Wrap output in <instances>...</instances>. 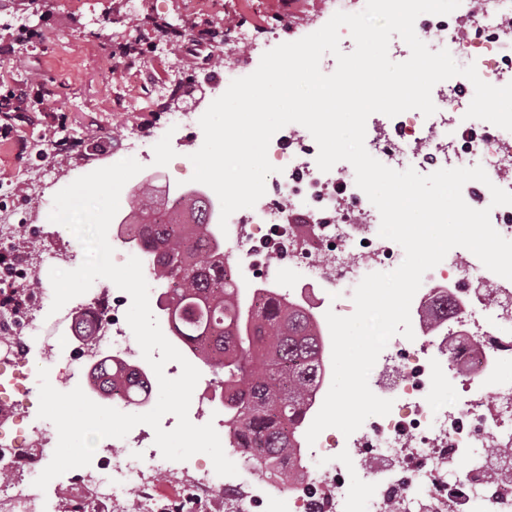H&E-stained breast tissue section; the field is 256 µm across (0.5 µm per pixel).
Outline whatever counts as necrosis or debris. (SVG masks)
<instances>
[{
    "instance_id": "necrosis-or-debris-1",
    "label": "necrosis or debris",
    "mask_w": 512,
    "mask_h": 512,
    "mask_svg": "<svg viewBox=\"0 0 512 512\" xmlns=\"http://www.w3.org/2000/svg\"><path fill=\"white\" fill-rule=\"evenodd\" d=\"M430 50H448L475 64L487 83L512 82V0H462L446 16L415 22ZM462 76L432 89V116L404 112L368 118L365 147L388 167L429 174L441 168L483 166L496 186L512 191L502 169L512 162V132L466 118L472 100ZM268 153L284 160L271 193L254 207L234 212L215 237L224 249V271L238 288H272L309 309L324 350L332 340L327 312H353V292L372 272H389L404 260L403 248L379 236L380 214L355 184L353 166L338 162L327 172L316 164L310 132L291 123L271 139ZM311 217L306 226L282 221L283 206ZM18 209L0 200V512H45V494L34 481L50 461L54 436L48 424H32L37 411L26 344L39 342L45 361L56 358L58 334L74 335L90 317L93 342H75L69 371H87L111 351L129 368L146 371L139 345L125 326L129 295L95 283L80 301L49 314L47 288H31L44 262L41 230L18 221ZM274 250L285 265L274 269L257 258ZM449 296L456 311L437 325L426 314ZM413 339L393 336L369 375L391 412L368 418L351 436L324 430L315 444H301V483L281 492L283 512H512V383L497 378L512 363V280L488 269L469 250L451 249L427 272L410 307ZM445 382L448 394L434 387ZM123 453L101 456L70 478L67 512H100L123 499L130 486L147 491L156 475L180 471L177 495L147 494L141 512H217L209 488L223 484L236 512H254L269 496L265 484L223 480L207 468L163 458L152 429H132ZM362 473L372 491L356 492L349 475Z\"/></svg>"
}]
</instances>
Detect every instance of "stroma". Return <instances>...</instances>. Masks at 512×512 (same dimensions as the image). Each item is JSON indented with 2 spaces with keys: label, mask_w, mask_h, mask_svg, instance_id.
Wrapping results in <instances>:
<instances>
[{
  "label": "stroma",
  "mask_w": 512,
  "mask_h": 512,
  "mask_svg": "<svg viewBox=\"0 0 512 512\" xmlns=\"http://www.w3.org/2000/svg\"><path fill=\"white\" fill-rule=\"evenodd\" d=\"M0 10L40 25L42 31L41 39L26 42L10 28L0 27V48L10 57L9 63L0 65V96H16L23 86L37 84L51 100L49 107L18 113L13 139H0V190L8 192L20 187L23 167L35 159L34 154L20 151V140L46 143L65 135L82 143V150L43 156L64 187L86 170L104 167L92 143L108 139L113 147H120L131 126L142 135H152L169 113L195 111L208 97L209 78L180 47L170 50L168 63L180 67L185 89L164 104L151 103L149 91L166 78L168 63L146 61L131 78L117 69L121 46L151 34L152 21L187 36L211 32L214 54L227 69L244 64L249 54L260 56L278 44L299 40L310 27L323 26L329 19L323 0H96L88 10L79 8L75 0H41L37 7L29 0H0ZM237 25L253 30V46L231 43L229 32ZM119 97L125 99V109H114L113 101ZM194 139V131H185L177 151L166 140H156L152 200H160L159 188L165 183H188L194 171L189 159Z\"/></svg>",
  "instance_id": "35a3bbf8"
}]
</instances>
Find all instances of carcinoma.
Returning <instances> with one entry per match:
<instances>
[{
    "label": "carcinoma",
    "mask_w": 512,
    "mask_h": 512,
    "mask_svg": "<svg viewBox=\"0 0 512 512\" xmlns=\"http://www.w3.org/2000/svg\"><path fill=\"white\" fill-rule=\"evenodd\" d=\"M189 217L176 224L153 225L150 210L133 206L130 223L144 225L143 244L158 253L154 277L169 286L167 313L177 326L205 344L236 349L203 357L224 372L225 420L232 443L245 447L260 472L283 484L294 470L296 433L324 366L320 339L306 311L266 292L260 299L243 300L224 275V264L210 246L209 203L195 195L182 201ZM92 383L104 387L129 385L142 394L148 382L135 380L107 356L94 368Z\"/></svg>",
    "instance_id": "obj_1"
}]
</instances>
